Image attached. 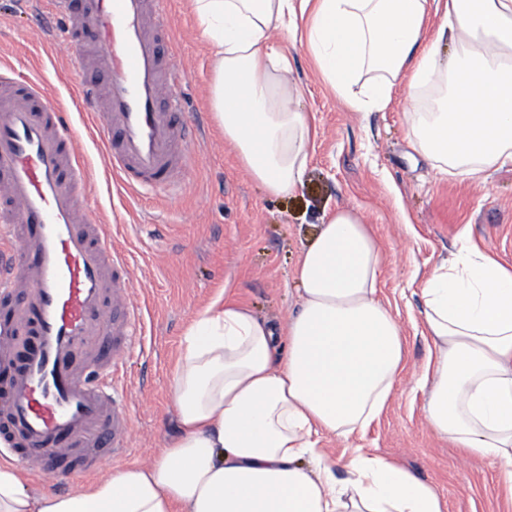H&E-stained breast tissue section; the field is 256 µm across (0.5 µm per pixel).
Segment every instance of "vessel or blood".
<instances>
[{"mask_svg": "<svg viewBox=\"0 0 512 512\" xmlns=\"http://www.w3.org/2000/svg\"><path fill=\"white\" fill-rule=\"evenodd\" d=\"M81 73L79 112L105 116L124 188H169L201 125L169 108L178 72L165 0H52ZM81 135L34 79L0 71V442L43 474L83 475L126 453L131 413L115 368L140 321L124 255L87 203ZM32 343L19 348L17 338ZM82 361H75V353Z\"/></svg>", "mask_w": 512, "mask_h": 512, "instance_id": "obj_1", "label": "vessel or blood"}]
</instances>
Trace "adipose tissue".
Returning a JSON list of instances; mask_svg holds the SVG:
<instances>
[{"instance_id": "1", "label": "adipose tissue", "mask_w": 512, "mask_h": 512, "mask_svg": "<svg viewBox=\"0 0 512 512\" xmlns=\"http://www.w3.org/2000/svg\"><path fill=\"white\" fill-rule=\"evenodd\" d=\"M188 2L213 49L216 123L269 194L297 190L317 134L281 47L300 31L349 111L382 110L406 87L408 143L441 176L512 166V0ZM383 262L374 226L336 208L301 253L285 319L258 318L226 287L197 314L172 371L178 434L150 462L58 493L1 460L0 512H446L431 485L354 443L407 367L403 328L380 297ZM421 298L424 419L460 455L498 462L512 501V265L462 247ZM326 436L344 443L340 456Z\"/></svg>"}]
</instances>
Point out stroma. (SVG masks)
I'll return each mask as SVG.
<instances>
[{
  "label": "stroma",
  "instance_id": "stroma-1",
  "mask_svg": "<svg viewBox=\"0 0 512 512\" xmlns=\"http://www.w3.org/2000/svg\"><path fill=\"white\" fill-rule=\"evenodd\" d=\"M49 9L47 0H0V63L16 78L38 79L53 103L70 112L77 76L69 60L30 37L37 15ZM168 12L183 76L177 89L182 117L205 125L179 194L127 192L113 181L92 130H81L88 202L101 223L111 225L114 247L130 252L131 296L143 311L142 331L116 375L131 409L132 452L112 459V466L153 458L175 438L169 380L188 326L216 291L229 287L259 317L279 321L295 306L292 272L302 249L323 214L344 206L364 212L378 229L382 299L404 329L408 361L389 407L359 445L398 460L430 484L447 512H512L500 493L499 464L465 459L436 436L423 418L417 387L429 356L421 282L464 240L512 264V169L476 181L441 178L411 154L403 90L382 111H347L296 41L288 45V60L318 135L298 190L270 195L224 144L208 99L210 47L187 0H168Z\"/></svg>",
  "mask_w": 512,
  "mask_h": 512
}]
</instances>
